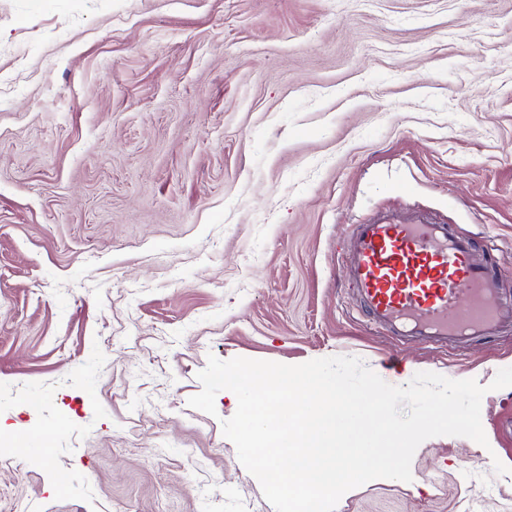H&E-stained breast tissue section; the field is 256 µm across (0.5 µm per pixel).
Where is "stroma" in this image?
<instances>
[{"label": "stroma", "mask_w": 512, "mask_h": 512, "mask_svg": "<svg viewBox=\"0 0 512 512\" xmlns=\"http://www.w3.org/2000/svg\"><path fill=\"white\" fill-rule=\"evenodd\" d=\"M416 212L512 266V0H0V436L53 448L0 512H275L235 405H188L211 354L476 380L487 445L335 512H512V325L432 348L353 299L349 226Z\"/></svg>", "instance_id": "1"}]
</instances>
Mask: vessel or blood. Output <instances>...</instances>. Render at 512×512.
<instances>
[{
    "label": "vessel or blood",
    "mask_w": 512,
    "mask_h": 512,
    "mask_svg": "<svg viewBox=\"0 0 512 512\" xmlns=\"http://www.w3.org/2000/svg\"><path fill=\"white\" fill-rule=\"evenodd\" d=\"M346 261L356 301L378 328L458 347L499 334L512 308V270L476 259L468 238L412 214L351 225Z\"/></svg>",
    "instance_id": "obj_1"
}]
</instances>
